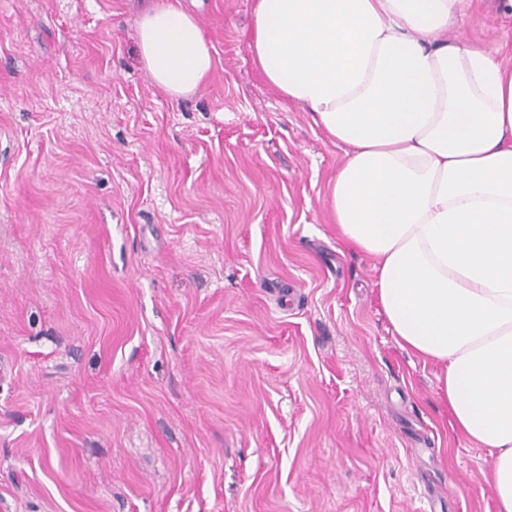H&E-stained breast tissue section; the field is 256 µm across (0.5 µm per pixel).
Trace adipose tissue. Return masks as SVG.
I'll return each instance as SVG.
<instances>
[{
    "label": "adipose tissue",
    "mask_w": 512,
    "mask_h": 512,
    "mask_svg": "<svg viewBox=\"0 0 512 512\" xmlns=\"http://www.w3.org/2000/svg\"><path fill=\"white\" fill-rule=\"evenodd\" d=\"M464 0H256L264 79L344 151L330 207L373 261L397 344L440 364L450 427L512 512V64L456 29ZM137 47L180 97L215 66L194 15L157 0Z\"/></svg>",
    "instance_id": "obj_1"
}]
</instances>
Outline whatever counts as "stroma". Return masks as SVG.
Masks as SVG:
<instances>
[{
    "label": "stroma",
    "mask_w": 512,
    "mask_h": 512,
    "mask_svg": "<svg viewBox=\"0 0 512 512\" xmlns=\"http://www.w3.org/2000/svg\"><path fill=\"white\" fill-rule=\"evenodd\" d=\"M0 0V512H494L488 449L396 344L329 208L342 149L261 76L254 0ZM463 35L512 63V15ZM137 47L156 85L172 97L194 92L215 66L211 46L194 15L160 0L142 17Z\"/></svg>",
    "instance_id": "1"
}]
</instances>
